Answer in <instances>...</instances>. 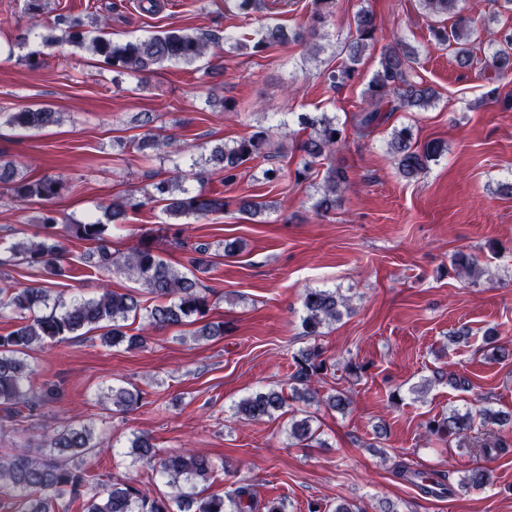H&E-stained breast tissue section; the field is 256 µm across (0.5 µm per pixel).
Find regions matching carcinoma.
I'll return each instance as SVG.
<instances>
[{"label": "carcinoma", "instance_id": "cac0c4a2", "mask_svg": "<svg viewBox=\"0 0 512 512\" xmlns=\"http://www.w3.org/2000/svg\"><path fill=\"white\" fill-rule=\"evenodd\" d=\"M236 13L253 20L261 9V0H232ZM424 8L433 15L454 18L451 28L437 27L432 37L440 44L453 48L454 59L461 68L474 66L472 35L474 19L457 11L459 0H422ZM336 0H314L308 24L300 30L288 31L279 25H267L252 45H243L251 53L264 52L274 44L302 41L309 45L312 55L319 52L317 39L334 16ZM58 24L64 26L60 37L47 35L42 44L49 48L64 40L76 48H88L103 59L113 73L112 81L121 77L138 80L156 72L166 64L194 65L209 56L211 48L222 37L215 31L195 32L173 28L147 39L114 41L99 34L98 19L89 21L80 16H61ZM380 23L370 10L356 16L355 37L345 45L346 60L337 68L325 72V81L336 88L358 75V65L375 44ZM418 51L405 40L395 37L381 51L378 68L362 93L359 110L353 116V129L361 137L367 136L386 123L398 111L418 112L431 107L435 91L416 80L413 64ZM483 69L501 81L512 78V31L504 35L491 33L484 53ZM0 118L24 131L40 130L56 124L60 113L47 106H25L14 112H1ZM300 130L306 135L293 141L302 153L304 163L294 170L296 183L313 180L315 166L331 157L346 139L345 126L336 116L326 112L302 113L297 117ZM129 145L141 158L164 160L172 155L187 156L190 150H168L172 142L146 132L129 140ZM446 150L438 141L423 145L414 141L412 127L392 130L388 153L399 175L407 181L419 179ZM272 160L269 135L259 130L236 140L233 145H216L211 149L209 162L223 176L226 186L235 184L241 170L251 163ZM20 163L0 158V187L10 191L18 203L33 200H51L61 194L62 181L50 174L33 178L19 170ZM180 163L173 164L172 174L152 182V191L140 198L129 197L114 201L108 220L114 224L123 221L130 209L150 203L163 204V211L172 219L202 218L222 213L228 206L224 196L183 186ZM350 177L344 167L329 165L323 174L321 192L314 203L318 214H328L338 207L349 189ZM236 210L254 221L261 217L267 204L241 197ZM57 218L52 212L42 217L47 229L41 236L13 244L10 259L23 258L52 275L62 273L61 262L66 253L64 244L53 231ZM69 236L93 245L82 261L99 273H123L142 286V292L119 293L106 288L96 298L73 296L66 300L51 295V289L37 286L18 287L7 280L0 281V315H15L16 328L0 336V432L14 427L25 411L33 412L48 393L45 384L36 382L35 372L27 362L28 353L47 342H62L70 336H81L92 330L101 331L100 339L107 346L126 343L129 349L146 346L147 333L173 326L201 321L210 310L211 291L201 286L196 273L209 269V245H188L180 231L173 233L174 244L188 250L187 264L179 269L169 264L157 252L149 239L138 243L124 256L112 254L107 246L109 225L96 219L66 225ZM453 265L468 278L475 280L482 274L477 259L458 252ZM302 326L304 335L314 340L293 357L296 370L292 374L290 392L276 386L257 391L242 398L234 414L247 420L277 419L288 406V401L310 404L317 400L320 383L330 364L323 347L315 339L323 335V328L341 320L343 313L351 312L350 298L338 288H310L303 296ZM141 319L142 326L135 334L127 332L129 319ZM448 378V383L459 391H469L470 380L463 375L433 371V378ZM145 392L136 388L111 387L103 398L109 399L119 412H126L144 399ZM329 409L343 415L351 404L349 395L338 390L322 399ZM512 422V414L491 408H481L476 414L454 409L426 423L427 432L441 440L453 438L458 446L475 448L485 458H496L512 450V442L500 436H471L477 428L504 425ZM316 429L309 415L294 416L288 420V437L304 442L313 439ZM101 451L91 424L72 422L47 431L42 435V448L33 451L17 448L14 453L0 457V494H8L14 501L12 512H56L58 501H80L82 512H285L283 501L261 499L253 484L239 479L222 495L204 496L197 491L198 483L207 479L214 464L208 458L188 448L162 452L144 434L133 437L130 451L135 461L151 470V478L159 477L171 488L163 495H152L148 484L136 475L125 479L110 474H96L88 465V458ZM395 473L401 480L431 497H447L459 491L480 490L493 483V470L482 466L473 468L450 482L441 473H427L400 463Z\"/></svg>", "mask_w": 512, "mask_h": 512}]
</instances>
